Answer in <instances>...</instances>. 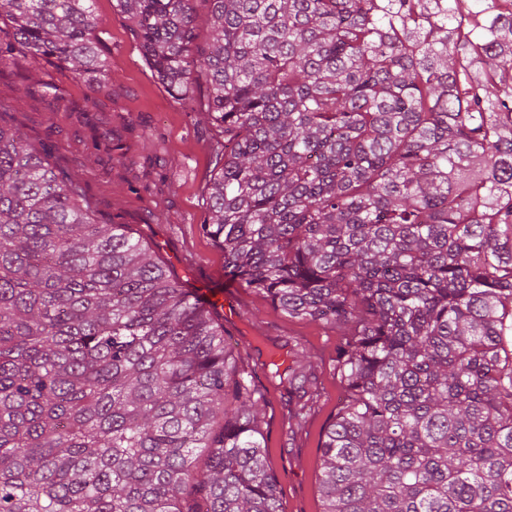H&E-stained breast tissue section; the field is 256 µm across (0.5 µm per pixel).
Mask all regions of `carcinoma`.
<instances>
[{
	"label": "carcinoma",
	"instance_id": "1",
	"mask_svg": "<svg viewBox=\"0 0 512 512\" xmlns=\"http://www.w3.org/2000/svg\"><path fill=\"white\" fill-rule=\"evenodd\" d=\"M116 0L167 92L207 86L224 273L342 332L323 512H512V16L500 0ZM92 0H0V66L106 78ZM0 102V512H283L322 395L224 324Z\"/></svg>",
	"mask_w": 512,
	"mask_h": 512
}]
</instances>
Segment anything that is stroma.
I'll return each mask as SVG.
<instances>
[{"label":"stroma","mask_w":512,"mask_h":512,"mask_svg":"<svg viewBox=\"0 0 512 512\" xmlns=\"http://www.w3.org/2000/svg\"><path fill=\"white\" fill-rule=\"evenodd\" d=\"M112 3L93 4L101 20L97 47L107 68L99 88H89L54 62L35 70L20 57L13 66L0 67V102L10 105L27 140L47 146L54 165L84 186L99 219L127 225L197 298L235 302V309H214L229 343L266 352L284 336L306 342L321 373L320 407L289 436L281 391L270 388L268 451L283 512H322L319 446L343 395L333 369L340 333L285 316L261 294L225 276L223 251L201 229L205 185L221 139L204 110L207 92L198 91V109L191 113L171 98L147 65L132 22ZM107 141L118 143V150L106 151Z\"/></svg>","instance_id":"35a3bbf8"}]
</instances>
